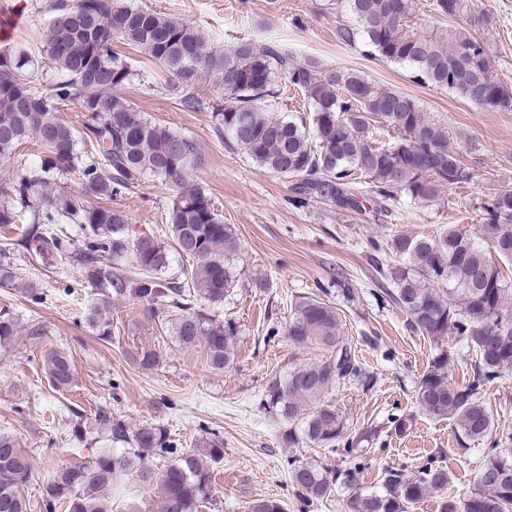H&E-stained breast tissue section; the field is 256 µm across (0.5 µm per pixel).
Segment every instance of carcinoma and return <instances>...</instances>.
<instances>
[{
    "label": "carcinoma",
    "mask_w": 512,
    "mask_h": 512,
    "mask_svg": "<svg viewBox=\"0 0 512 512\" xmlns=\"http://www.w3.org/2000/svg\"><path fill=\"white\" fill-rule=\"evenodd\" d=\"M357 26H343L339 38L362 41L387 63L406 65L421 84L446 89L482 109L512 112V89L491 74L486 41L451 26L425 33L413 24L417 0H344ZM430 12L457 24L467 21L471 0H427ZM44 58L59 77L44 93L28 86L30 63L18 52L0 54V160L13 157L26 140L39 148L37 163L22 164L0 184V227L29 219L35 229L16 243L29 263L53 265L69 259L82 268L84 283L96 298L85 322L102 340L112 338V306L126 298L129 279L114 272L128 255L149 313L171 326L183 347L204 348L210 366L233 365L240 327L232 319L211 318L199 301L224 302L234 287L229 259L240 250L232 225L224 223L211 198L191 184L203 164L194 142L133 110L116 93L133 76L112 49L119 38L144 49L173 78L171 90L189 109L210 108L228 138L260 167L290 179L292 203L330 200L361 211V200H434L445 187L474 180L448 128L428 116L408 94L376 82L357 69L320 70L314 59L297 61L273 45L241 41L219 50L202 32L180 18L134 0H52ZM206 75L224 88V104L199 93ZM301 92L310 123L268 115L263 103L283 94L278 79ZM73 103L84 117L82 130L60 116ZM78 177L84 202L42 188L55 177ZM151 176L177 188L166 215L169 236L129 234L125 212L112 206ZM479 224L471 232L458 224L433 236L398 233L367 248L383 255L376 271L392 280L384 292L403 311L412 330L439 344L449 333L462 337L476 354L463 379H453L454 363L440 347L416 387V402L428 415L455 422L461 437L491 441L470 495L446 501L444 512H512V448L492 440L499 429L494 409L482 397L487 383L512 371V323L504 311L512 300L497 259H512V190L476 198ZM54 224H75L85 233L76 248L68 236L49 231ZM194 261L184 279H167L169 255ZM20 333L13 311L0 308V350ZM288 340L320 350L317 360L288 370L268 383L262 406L281 424L282 443L336 447L365 454V433L349 424L329 395L344 381L369 387L373 376L360 366L341 330L340 313L325 299L300 297L290 306ZM135 365L152 371L161 355L154 345L136 347ZM41 365L57 391L74 386L70 354L50 349ZM96 426L75 423L80 442L105 438L121 447L102 448L89 460H75L49 471L41 481L45 512H107L112 486L127 477L158 486L156 512H198L213 495V465L224 460V441L208 437L199 447L180 450L168 429L156 423L130 428L101 408ZM163 461L156 471L155 460ZM35 480L33 457L16 436L0 430V512H29L22 495ZM290 480L313 500L332 497L336 484L352 486L357 471L338 473L311 463H292ZM448 484L442 468L429 466L409 479L394 470L382 477L383 491L358 494L352 512H409V508ZM248 512H283L278 499H255Z\"/></svg>",
    "instance_id": "1"
}]
</instances>
